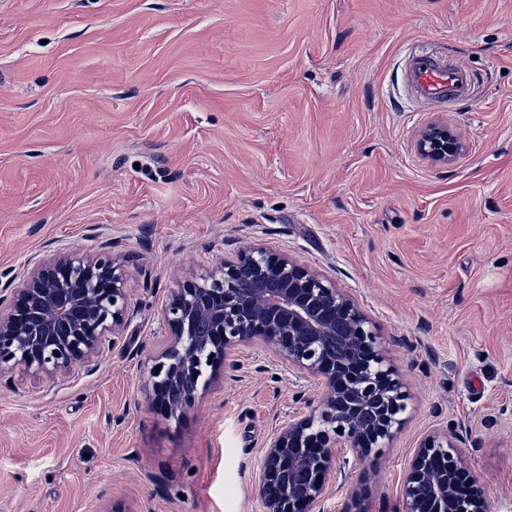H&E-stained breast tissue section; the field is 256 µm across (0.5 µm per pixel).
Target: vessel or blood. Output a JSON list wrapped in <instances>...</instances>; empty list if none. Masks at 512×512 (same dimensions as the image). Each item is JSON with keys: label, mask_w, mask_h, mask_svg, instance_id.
Returning a JSON list of instances; mask_svg holds the SVG:
<instances>
[{"label": "vessel or blood", "mask_w": 512, "mask_h": 512, "mask_svg": "<svg viewBox=\"0 0 512 512\" xmlns=\"http://www.w3.org/2000/svg\"><path fill=\"white\" fill-rule=\"evenodd\" d=\"M406 81L419 101L441 105L469 100L473 79L458 66L421 54L409 60Z\"/></svg>", "instance_id": "vessel-or-blood-1"}]
</instances>
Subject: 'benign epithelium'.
<instances>
[{
  "instance_id": "obj_1",
  "label": "benign epithelium",
  "mask_w": 512,
  "mask_h": 512,
  "mask_svg": "<svg viewBox=\"0 0 512 512\" xmlns=\"http://www.w3.org/2000/svg\"><path fill=\"white\" fill-rule=\"evenodd\" d=\"M417 153L449 165L466 144L448 127L430 125ZM118 242L87 255L61 250L33 262L19 282L0 287V379L19 368L52 383L78 368L96 371L138 309L129 301ZM160 349L141 361L142 390L152 409L179 418L224 379L236 348L259 343L297 379L322 391L311 410L275 429L255 475L262 512H314L333 495L331 472L349 460L338 439L363 462L389 441L405 411L401 384L380 351L356 300L315 267L259 243L178 281L163 308ZM455 429L426 435L402 485V512H489L484 489L463 464Z\"/></svg>"
}]
</instances>
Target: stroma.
<instances>
[{"label": "stroma", "instance_id": "35a3bbf8", "mask_svg": "<svg viewBox=\"0 0 512 512\" xmlns=\"http://www.w3.org/2000/svg\"><path fill=\"white\" fill-rule=\"evenodd\" d=\"M420 53L471 100L417 101ZM433 123L468 145L451 165L415 150ZM109 239L139 312L96 372L0 382V512H261L266 442L321 384L245 344L166 418L137 358L177 279L252 242L351 294L407 396L325 512H401L445 425L512 512V0H0V282Z\"/></svg>", "mask_w": 512, "mask_h": 512}]
</instances>
